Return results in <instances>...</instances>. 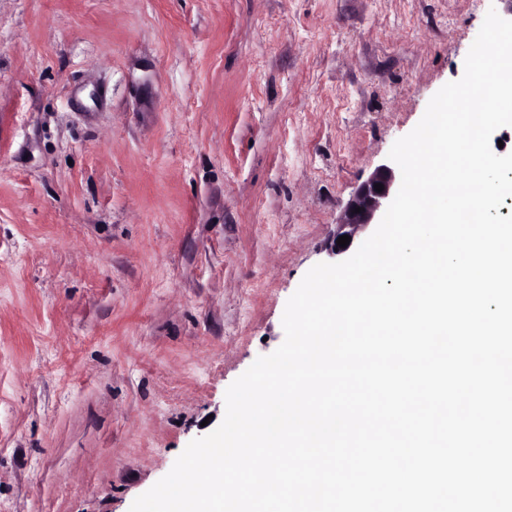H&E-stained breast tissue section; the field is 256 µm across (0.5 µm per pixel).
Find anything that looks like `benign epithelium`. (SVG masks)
<instances>
[{
	"label": "benign epithelium",
	"instance_id": "7a95c632",
	"mask_svg": "<svg viewBox=\"0 0 512 512\" xmlns=\"http://www.w3.org/2000/svg\"><path fill=\"white\" fill-rule=\"evenodd\" d=\"M381 183L384 189L376 191L374 185ZM397 183L395 171L387 164L378 166L371 177L354 193L344 208L343 215L337 224L336 236H349L356 239L358 234L373 224L377 212L393 198ZM360 212H355V209Z\"/></svg>",
	"mask_w": 512,
	"mask_h": 512
}]
</instances>
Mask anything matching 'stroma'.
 <instances>
[{
	"label": "stroma",
	"mask_w": 512,
	"mask_h": 512,
	"mask_svg": "<svg viewBox=\"0 0 512 512\" xmlns=\"http://www.w3.org/2000/svg\"><path fill=\"white\" fill-rule=\"evenodd\" d=\"M506 0H0V512H129Z\"/></svg>",
	"instance_id": "obj_1"
}]
</instances>
